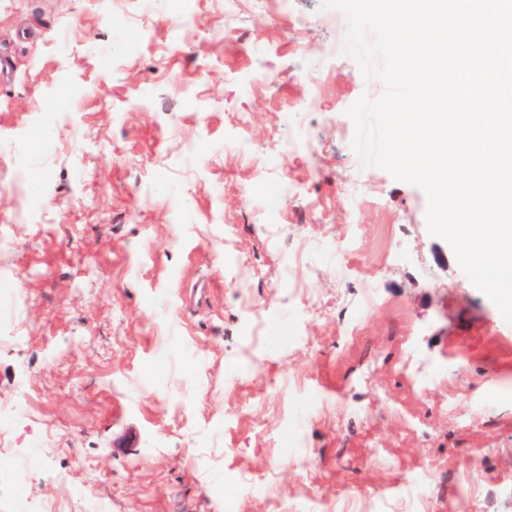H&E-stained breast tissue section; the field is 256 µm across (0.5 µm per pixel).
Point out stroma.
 Returning a JSON list of instances; mask_svg holds the SVG:
<instances>
[{
    "mask_svg": "<svg viewBox=\"0 0 512 512\" xmlns=\"http://www.w3.org/2000/svg\"><path fill=\"white\" fill-rule=\"evenodd\" d=\"M344 21L0 0V512H512V325L352 149Z\"/></svg>",
    "mask_w": 512,
    "mask_h": 512,
    "instance_id": "35a3bbf8",
    "label": "stroma"
}]
</instances>
